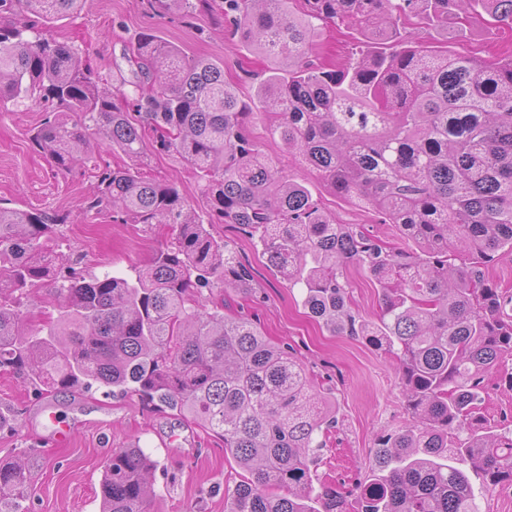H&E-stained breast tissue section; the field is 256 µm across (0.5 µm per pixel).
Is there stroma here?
Listing matches in <instances>:
<instances>
[{"label":"stroma","mask_w":512,"mask_h":512,"mask_svg":"<svg viewBox=\"0 0 512 512\" xmlns=\"http://www.w3.org/2000/svg\"><path fill=\"white\" fill-rule=\"evenodd\" d=\"M151 31L180 46L186 53L223 62L224 78L238 95L254 99L259 75L267 63L240 38L225 36L205 14L191 22L150 11L146 0H86L80 10L46 23L44 32L73 45L82 59L98 71L99 84L130 90L133 74L126 56L138 36ZM388 50L358 29L318 26L311 60L326 68L342 67L362 47ZM449 52L489 60L512 53V33L496 29L485 16L472 14L465 27L448 24ZM42 121L36 109L0 105V201L10 206L66 215L59 225L64 258L81 261L84 273L119 271L133 275L165 245L166 229L146 224H122L106 215L86 211L83 199L94 189L99 166H121L124 155L93 149L89 161L70 172L57 173L30 141ZM248 132L260 149L279 161L314 199L335 214L342 224H353L390 246L401 240L394 225L381 223L372 209L340 199L327 190L307 166L288 155L272 138L263 119L250 123ZM146 174L175 184L195 208H202L198 177L181 157L157 150L152 133H145ZM211 233L229 243L247 265L257 288L248 300L263 333L274 343L293 348L316 388L328 399L338 418L318 464L319 484L354 489L371 467L380 436L408 420L402 384L393 357L358 337L330 333L311 317L303 304V290L288 285L269 269L255 240L237 225L215 224ZM353 309L363 319L377 320L381 292L370 274L357 266L347 268ZM483 413L490 425L512 423V388L501 374L489 376ZM55 404L67 417L74 436L69 446L48 448L47 433L36 411L43 402ZM0 412L16 415L13 427L0 429V462L31 463V479L20 501V512H100V484L113 450L131 443L151 456V512H225L224 491L246 480L247 474L224 452L222 440L206 434L191 421L146 405L139 395L92 387L88 392L62 394L34 385L26 376L0 374Z\"/></svg>","instance_id":"1"}]
</instances>
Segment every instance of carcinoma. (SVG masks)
<instances>
[{
  "mask_svg": "<svg viewBox=\"0 0 512 512\" xmlns=\"http://www.w3.org/2000/svg\"><path fill=\"white\" fill-rule=\"evenodd\" d=\"M83 2L0 0V104L45 112L32 143L60 172L96 145L122 153L129 163L100 170L86 210L164 224L172 242L133 277L58 271L47 249L66 217L0 202V372L58 391L132 390L178 410L250 474L225 493V512H345L343 496L312 478L317 436L336 414L290 347L250 315L224 313L217 297L228 287L252 295L250 271L175 185L144 175L147 125L160 151L196 171L209 223L256 239L331 333L396 358L410 418L376 443L356 512H478L467 469L489 490L512 483V428L486 427L481 415L486 375L512 360V297L485 277L512 253V56L484 64L417 45L400 22L444 28L448 15L473 11L512 27V0H302L304 17L295 0H148L162 15L217 9L224 31L267 57L257 98L272 137L416 251L336 223L267 157L247 131L256 112L223 63L144 32L129 57L133 93L100 88L77 50L40 28ZM315 20L403 33L404 45L324 70L309 59ZM350 265L380 288L375 321L350 305ZM46 282L62 311L31 329L24 300ZM154 467L136 446L113 452L101 512H146ZM29 479L24 464L0 465V503L16 502Z\"/></svg>",
  "mask_w": 512,
  "mask_h": 512,
  "instance_id": "carcinoma-1",
  "label": "carcinoma"
}]
</instances>
